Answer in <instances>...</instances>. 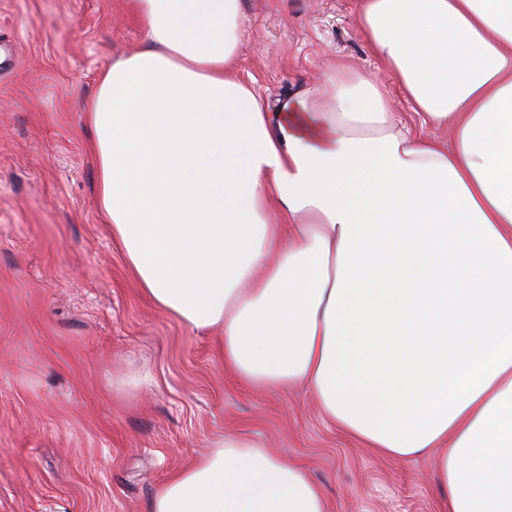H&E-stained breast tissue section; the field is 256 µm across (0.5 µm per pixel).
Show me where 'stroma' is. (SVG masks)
<instances>
[{"label": "stroma", "mask_w": 512, "mask_h": 512, "mask_svg": "<svg viewBox=\"0 0 512 512\" xmlns=\"http://www.w3.org/2000/svg\"><path fill=\"white\" fill-rule=\"evenodd\" d=\"M238 66L268 99L377 64L353 0H243ZM126 0H0V512H146L220 433L302 463L333 512H448L434 455L397 461L305 388L257 391L143 297L103 224L80 104L139 49ZM149 371V385L128 377Z\"/></svg>", "instance_id": "1"}]
</instances>
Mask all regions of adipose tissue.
<instances>
[{"instance_id": "obj_1", "label": "adipose tissue", "mask_w": 512, "mask_h": 512, "mask_svg": "<svg viewBox=\"0 0 512 512\" xmlns=\"http://www.w3.org/2000/svg\"><path fill=\"white\" fill-rule=\"evenodd\" d=\"M136 51L82 110L101 212L144 296L257 390L302 385L348 436L438 452L449 512H512V0H356L422 125L337 64L263 99L242 0H128ZM148 512H329L303 468L215 437Z\"/></svg>"}]
</instances>
